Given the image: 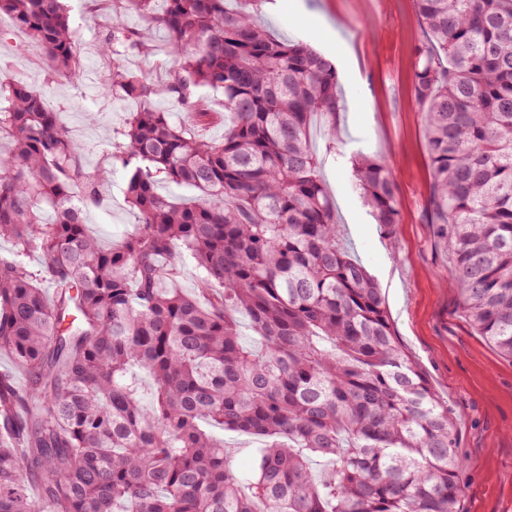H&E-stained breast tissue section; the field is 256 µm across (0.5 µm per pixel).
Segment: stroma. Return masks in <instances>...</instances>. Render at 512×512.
Listing matches in <instances>:
<instances>
[{
    "label": "stroma",
    "instance_id": "stroma-1",
    "mask_svg": "<svg viewBox=\"0 0 512 512\" xmlns=\"http://www.w3.org/2000/svg\"><path fill=\"white\" fill-rule=\"evenodd\" d=\"M87 0H68L81 48L77 78L52 73L9 16H0V76L20 79L59 110L81 145L87 175L109 170L101 202L86 207L88 229L102 246L138 228L125 199L126 175L114 167L112 143L137 103L107 93L113 60L98 51L108 18L88 17ZM254 12L274 37L327 50L335 59L345 108L336 116L339 142L329 148L321 118L312 139L336 204L340 245L378 282L395 338L447 402L463 461L461 512H512V359L502 356L464 319L449 288V258L430 222V166L415 98L414 48L421 23L413 0H259ZM377 157L392 170L400 221L376 224L352 176V161ZM232 468L251 474L260 441L220 427Z\"/></svg>",
    "mask_w": 512,
    "mask_h": 512
}]
</instances>
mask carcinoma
<instances>
[{"instance_id": "carcinoma-1", "label": "carcinoma", "mask_w": 512, "mask_h": 512, "mask_svg": "<svg viewBox=\"0 0 512 512\" xmlns=\"http://www.w3.org/2000/svg\"><path fill=\"white\" fill-rule=\"evenodd\" d=\"M115 2L102 56L148 51L153 27L170 41L163 81L114 60L106 85L139 102L111 153L135 233L108 248L88 233L83 207L100 196L81 147L42 94L0 79V239L13 243L0 254V354L29 376L24 390L0 376V512H458L448 405L338 243L310 134L321 117L334 148L335 67L257 26L255 0ZM414 5L434 236L464 317L512 358V0ZM129 12L145 27H128ZM1 14L54 73L76 77L65 0H0ZM203 88L223 93L222 111ZM158 95L192 123L155 109ZM215 119L219 141L204 132ZM354 176L390 230V169L366 157ZM161 179L197 195L177 202ZM188 261L197 292L163 287ZM137 368L152 380L148 406ZM205 424L263 441L252 475ZM315 457L328 462L319 475Z\"/></svg>"}]
</instances>
